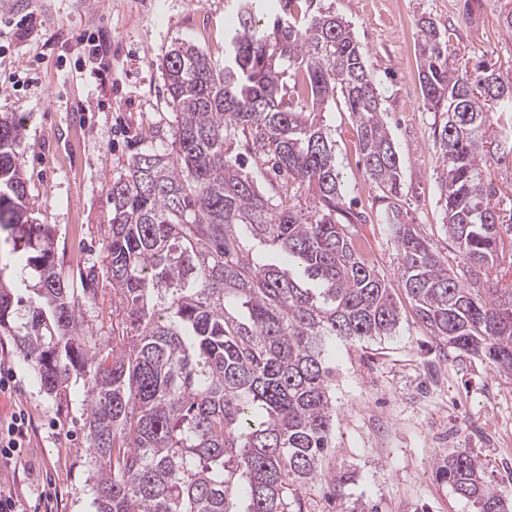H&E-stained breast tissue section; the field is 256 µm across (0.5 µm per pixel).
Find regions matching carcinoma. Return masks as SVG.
I'll return each mask as SVG.
<instances>
[{
  "label": "carcinoma",
  "instance_id": "cac0c4a2",
  "mask_svg": "<svg viewBox=\"0 0 512 512\" xmlns=\"http://www.w3.org/2000/svg\"><path fill=\"white\" fill-rule=\"evenodd\" d=\"M316 0H285L261 19L248 5L224 40V66L176 43L161 68L171 136L133 153L108 193L107 267L117 334L91 349L76 288L55 259L48 224H33L14 114L0 113V231L29 296L0 280V331L12 336L49 396L70 377L88 395L87 452L96 512H292L289 493L321 477L332 448L336 340L388 336L393 290L341 231L345 208L323 113L340 96L369 179L395 197L401 168L382 98L348 22ZM419 79L440 115V194L448 237L481 281L504 258L490 168L512 165V73L451 61V32L417 21ZM286 179L273 192L256 173ZM399 281L439 348L480 354L512 374V289L461 282L449 259L388 207ZM302 269L247 250L237 228ZM437 476L479 512H505L507 491L478 456L452 449Z\"/></svg>",
  "mask_w": 512,
  "mask_h": 512
}]
</instances>
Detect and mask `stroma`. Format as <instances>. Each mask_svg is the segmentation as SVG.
Listing matches in <instances>:
<instances>
[{
  "mask_svg": "<svg viewBox=\"0 0 512 512\" xmlns=\"http://www.w3.org/2000/svg\"><path fill=\"white\" fill-rule=\"evenodd\" d=\"M351 24L382 95L383 118L400 157L399 204L442 256H453L437 182L435 115L418 78L417 21L455 28L448 52L459 64L512 72V30L500 21L512 0H319ZM240 0H0V113L19 118L20 156L37 223L53 225L56 260L72 279L94 274L83 328L112 334L107 271L108 184L135 148L173 119L160 62L175 42L224 59V38ZM104 38L112 65L95 73L92 39ZM324 121L336 142L346 201L368 220L346 233L375 269L397 282L401 256L377 215L381 193L359 162L352 121L336 101ZM395 331L337 342L332 361L336 452L321 480L298 486L302 512H476L439 480L449 449L477 454L496 483L512 490V376L485 358L443 352L416 319L406 294ZM0 422L29 417L24 448L0 468L24 512H95L86 455V392L70 380L46 395L12 339L0 334ZM348 483L338 484L343 473Z\"/></svg>",
  "mask_w": 512,
  "mask_h": 512,
  "instance_id": "1",
  "label": "stroma"
}]
</instances>
